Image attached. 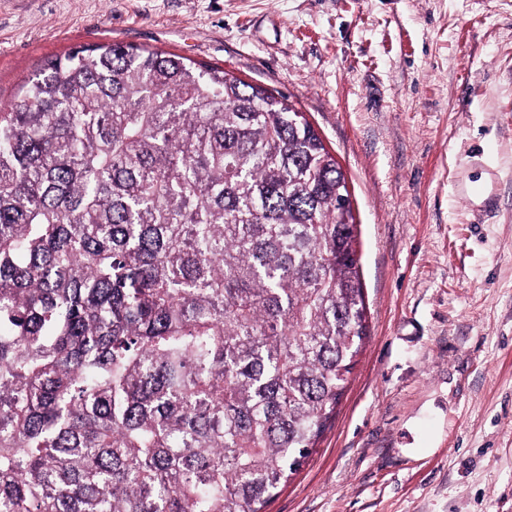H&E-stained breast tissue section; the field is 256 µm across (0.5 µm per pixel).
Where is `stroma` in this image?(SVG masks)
<instances>
[{"instance_id": "obj_1", "label": "stroma", "mask_w": 512, "mask_h": 512, "mask_svg": "<svg viewBox=\"0 0 512 512\" xmlns=\"http://www.w3.org/2000/svg\"><path fill=\"white\" fill-rule=\"evenodd\" d=\"M104 42L279 92L348 182L368 337L266 512H512V0H0V106Z\"/></svg>"}]
</instances>
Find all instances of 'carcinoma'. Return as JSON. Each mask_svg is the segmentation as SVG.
<instances>
[{
    "instance_id": "carcinoma-1",
    "label": "carcinoma",
    "mask_w": 512,
    "mask_h": 512,
    "mask_svg": "<svg viewBox=\"0 0 512 512\" xmlns=\"http://www.w3.org/2000/svg\"><path fill=\"white\" fill-rule=\"evenodd\" d=\"M303 114L121 43L0 108V512H265L367 336Z\"/></svg>"
}]
</instances>
